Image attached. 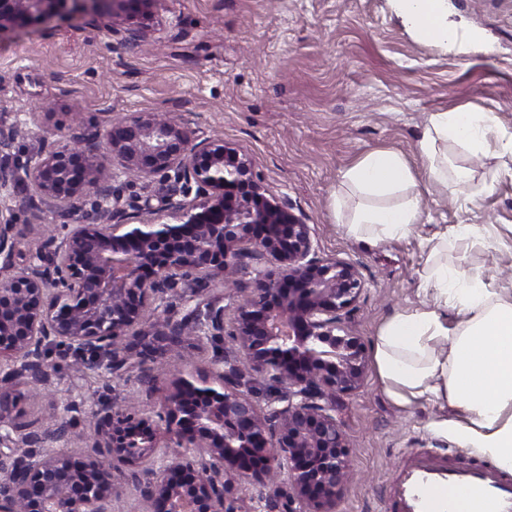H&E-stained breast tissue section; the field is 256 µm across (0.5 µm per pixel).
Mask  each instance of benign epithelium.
Wrapping results in <instances>:
<instances>
[{"mask_svg": "<svg viewBox=\"0 0 512 512\" xmlns=\"http://www.w3.org/2000/svg\"><path fill=\"white\" fill-rule=\"evenodd\" d=\"M68 2L119 34L158 0H0V34ZM21 124L0 114V385L46 375L62 346L77 362L103 354L113 375L135 372L152 392L150 365L229 336L278 396L260 408L225 355L208 375L176 369L156 412L97 402V452L81 462L46 447L68 438L63 422L25 432L1 401L0 512H112L129 488L144 512H241L230 474L267 488L270 503L284 474L303 512H336L350 478L336 395L360 389L367 368L344 325L364 289L358 265L318 256L310 225L268 196L246 154L194 143L176 119L137 112L89 134L76 113L23 160ZM131 175L159 191L122 204L114 183ZM20 210L33 220L18 223ZM249 259L248 293L226 309V276ZM163 440L179 452L159 450Z\"/></svg>", "mask_w": 512, "mask_h": 512, "instance_id": "benign-epithelium-1", "label": "benign epithelium"}]
</instances>
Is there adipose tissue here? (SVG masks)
Returning a JSON list of instances; mask_svg holds the SVG:
<instances>
[{
  "label": "adipose tissue",
  "mask_w": 512,
  "mask_h": 512,
  "mask_svg": "<svg viewBox=\"0 0 512 512\" xmlns=\"http://www.w3.org/2000/svg\"><path fill=\"white\" fill-rule=\"evenodd\" d=\"M411 33L427 31L447 50L462 40L448 19V0H393ZM493 113L455 109L433 113L419 142L432 187L457 191L470 171L449 164L443 147L512 155V137L495 131ZM338 206L348 207L344 230L370 245L413 234L422 223L418 182L404 157L365 153L343 174ZM428 303L395 311L379 327L372 362L383 393L398 406L434 404L449 418L430 422L434 436L451 439L512 472V299H502L480 271L428 256L419 275ZM457 324H450L449 315Z\"/></svg>",
  "instance_id": "obj_1"
}]
</instances>
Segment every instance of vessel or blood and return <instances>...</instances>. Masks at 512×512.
Wrapping results in <instances>:
<instances>
[{"instance_id": "obj_1", "label": "vessel or blood", "mask_w": 512, "mask_h": 512, "mask_svg": "<svg viewBox=\"0 0 512 512\" xmlns=\"http://www.w3.org/2000/svg\"><path fill=\"white\" fill-rule=\"evenodd\" d=\"M391 512H512V474L420 450L391 487Z\"/></svg>"}]
</instances>
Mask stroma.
Wrapping results in <instances>:
<instances>
[{
	"instance_id": "stroma-1",
	"label": "stroma",
	"mask_w": 512,
	"mask_h": 512,
	"mask_svg": "<svg viewBox=\"0 0 512 512\" xmlns=\"http://www.w3.org/2000/svg\"><path fill=\"white\" fill-rule=\"evenodd\" d=\"M448 3L452 21L478 32L475 50L417 41L391 0H158L147 21L150 42L136 36L141 17L116 37L66 10L0 35V114L24 119L51 107L59 125L71 126L79 112L100 128L118 115L170 112L192 137L244 151L279 203L310 224L320 257L358 264L364 290L345 323L368 347L395 310L423 302L420 241L435 225L487 229L491 246H452L447 260L481 270L512 295L511 156L449 149V159L472 170L474 186L491 190L472 203L460 193L421 191L423 222L407 238L358 241L341 229L346 211L333 207L343 172L373 149L402 153L425 182L418 143L431 113L487 110L498 132L512 135V0ZM46 371L48 396L31 397L22 381L8 387L11 413L40 422L78 401L66 416L69 438L55 448L87 456L92 403L123 400L126 386L93 361L73 369L55 348ZM448 415L431 404L396 406L371 371L358 391L337 395L354 474L337 512H384L410 453L450 448L427 429Z\"/></svg>"
}]
</instances>
